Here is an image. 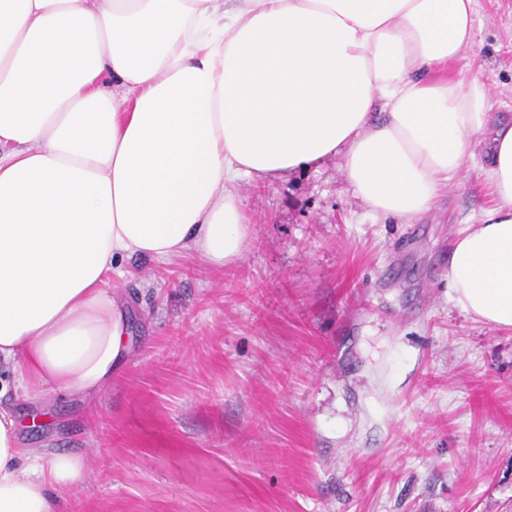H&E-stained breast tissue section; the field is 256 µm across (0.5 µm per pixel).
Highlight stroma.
Masks as SVG:
<instances>
[{"label":"stroma","instance_id":"stroma-1","mask_svg":"<svg viewBox=\"0 0 512 512\" xmlns=\"http://www.w3.org/2000/svg\"><path fill=\"white\" fill-rule=\"evenodd\" d=\"M475 25L450 73L490 80L511 116L512 0H475ZM484 166L379 221L333 157L241 185L240 260L129 262L111 384L5 399L24 447L85 456L66 512H512V329L446 288L458 231L493 203Z\"/></svg>","mask_w":512,"mask_h":512}]
</instances>
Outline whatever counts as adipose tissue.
Wrapping results in <instances>:
<instances>
[{
    "label": "adipose tissue",
    "instance_id": "ef3b65f1",
    "mask_svg": "<svg viewBox=\"0 0 512 512\" xmlns=\"http://www.w3.org/2000/svg\"><path fill=\"white\" fill-rule=\"evenodd\" d=\"M473 0H0V398L88 399L126 352L107 273L239 259L241 182L330 157L377 217L433 210L474 149L495 204L448 288L512 329V122L449 66ZM0 405V512H63L84 456L20 447Z\"/></svg>",
    "mask_w": 512,
    "mask_h": 512
}]
</instances>
